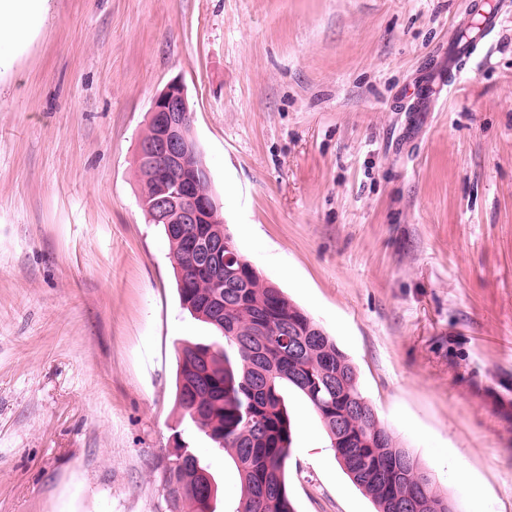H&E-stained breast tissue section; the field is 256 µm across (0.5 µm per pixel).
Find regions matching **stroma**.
<instances>
[{
  "label": "stroma",
  "mask_w": 512,
  "mask_h": 512,
  "mask_svg": "<svg viewBox=\"0 0 512 512\" xmlns=\"http://www.w3.org/2000/svg\"><path fill=\"white\" fill-rule=\"evenodd\" d=\"M43 0L0 54V512H170L186 432L169 246L141 207L153 98L185 85L224 223L323 326L458 512H512V0ZM448 81L427 111L414 91ZM296 512H374L293 389ZM463 459L474 497L447 466Z\"/></svg>",
  "instance_id": "35a3bbf8"
}]
</instances>
